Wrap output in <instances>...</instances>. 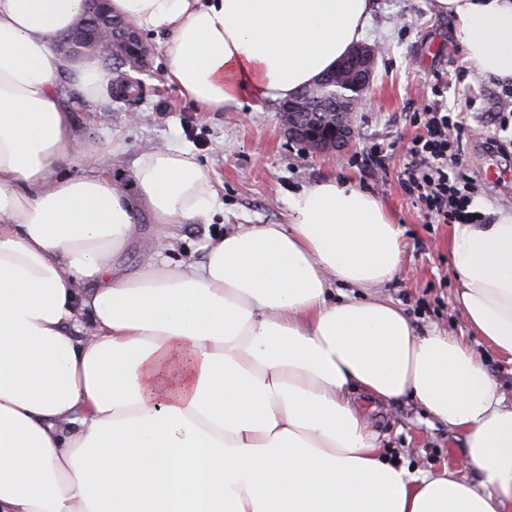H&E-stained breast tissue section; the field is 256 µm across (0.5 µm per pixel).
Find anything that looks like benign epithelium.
Here are the masks:
<instances>
[{
    "label": "benign epithelium",
    "mask_w": 512,
    "mask_h": 512,
    "mask_svg": "<svg viewBox=\"0 0 512 512\" xmlns=\"http://www.w3.org/2000/svg\"><path fill=\"white\" fill-rule=\"evenodd\" d=\"M104 0H88L89 7L80 19L75 36L83 39L81 52L93 58L112 56V45L120 42L126 51L125 64L140 70L150 53L139 32L131 23L123 24L120 35L113 34L112 20L106 17ZM380 48L356 45L338 65L341 73L336 86L351 89L354 94L338 96L332 101L336 112V123L328 127L308 126L297 120V114L308 109V100L288 101V111L281 113L282 125L288 139L302 142L315 152L337 153L347 149L356 138L355 112L363 104L376 70Z\"/></svg>",
    "instance_id": "obj_1"
}]
</instances>
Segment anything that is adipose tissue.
<instances>
[{"label":"adipose tissue","instance_id":"ef3b65f1","mask_svg":"<svg viewBox=\"0 0 512 512\" xmlns=\"http://www.w3.org/2000/svg\"><path fill=\"white\" fill-rule=\"evenodd\" d=\"M165 37L166 80L206 112L262 108L332 70L371 0H108ZM468 60L512 81V0H435ZM85 0H0V512H512V407L462 338L418 330L377 288L402 271L374 194L324 179L288 221L171 256L215 190L180 147L106 167L61 91L107 81L51 38ZM88 167L73 175V158ZM147 210L161 238L119 258ZM468 328L512 360V208L448 242ZM417 400L478 483L381 456L362 401Z\"/></svg>","mask_w":512,"mask_h":512}]
</instances>
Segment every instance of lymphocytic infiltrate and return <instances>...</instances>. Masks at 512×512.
<instances>
[{
	"label": "lymphocytic infiltrate",
	"instance_id": "1",
	"mask_svg": "<svg viewBox=\"0 0 512 512\" xmlns=\"http://www.w3.org/2000/svg\"><path fill=\"white\" fill-rule=\"evenodd\" d=\"M410 121L421 132L406 148L399 175L405 192L435 223H485V214L473 206L475 185L462 172L466 115L433 103L412 113Z\"/></svg>",
	"mask_w": 512,
	"mask_h": 512
}]
</instances>
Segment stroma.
I'll list each match as a JSON object with an SVG mask.
<instances>
[{
    "mask_svg": "<svg viewBox=\"0 0 512 512\" xmlns=\"http://www.w3.org/2000/svg\"><path fill=\"white\" fill-rule=\"evenodd\" d=\"M143 39L152 54L139 99L112 106L88 100L73 108L72 116L82 138L121 139L123 149L111 158L109 170L125 190L141 153L180 145L196 155L215 188L216 211L178 230L175 259H198L208 235L240 224L287 223L289 190L326 178L351 181L378 196L403 231V272L379 288V295L399 303L418 328L434 325L467 341L512 404V361L471 334L456 302L448 250L451 225L429 223L397 179L405 146L418 133L407 113L416 105L439 102L470 115L463 171L479 186L475 209L512 207V156L489 154L484 144L501 133L489 117L500 84L482 78L466 59L451 17L436 11L433 0H373L362 41L380 47L382 54L357 114V140L350 150L334 155L316 154L289 141L274 105L200 111L167 84L162 36L147 33ZM132 112L139 113L138 122L129 120ZM373 142L389 146L386 170L361 161ZM367 410L385 457L433 475L452 472L477 481V473L461 464V439L419 404L407 399L375 402Z\"/></svg>",
    "mask_w": 512,
    "mask_h": 512,
    "instance_id": "obj_1",
    "label": "stroma"
}]
</instances>
